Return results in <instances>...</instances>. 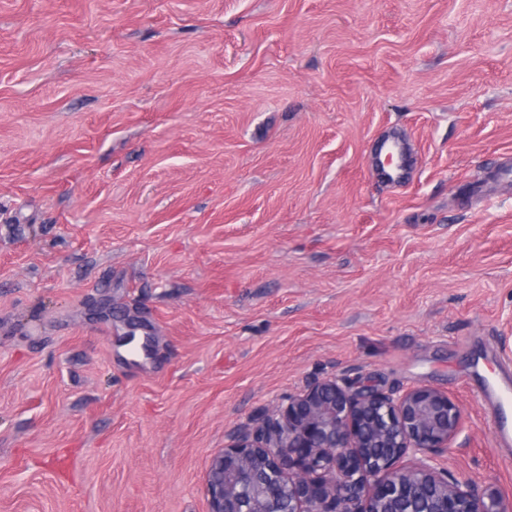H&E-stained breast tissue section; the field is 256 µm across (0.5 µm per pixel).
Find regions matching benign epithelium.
<instances>
[{"instance_id":"1","label":"benign epithelium","mask_w":512,"mask_h":512,"mask_svg":"<svg viewBox=\"0 0 512 512\" xmlns=\"http://www.w3.org/2000/svg\"><path fill=\"white\" fill-rule=\"evenodd\" d=\"M461 420L434 388L317 380L212 456L208 512H512L497 490L478 493L434 463ZM408 455L415 465L400 466Z\"/></svg>"}]
</instances>
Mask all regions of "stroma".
Segmentation results:
<instances>
[{
    "mask_svg": "<svg viewBox=\"0 0 512 512\" xmlns=\"http://www.w3.org/2000/svg\"><path fill=\"white\" fill-rule=\"evenodd\" d=\"M506 168L512 0H0V512H208L332 376L448 393L512 499Z\"/></svg>",
    "mask_w": 512,
    "mask_h": 512,
    "instance_id": "1",
    "label": "stroma"
}]
</instances>
